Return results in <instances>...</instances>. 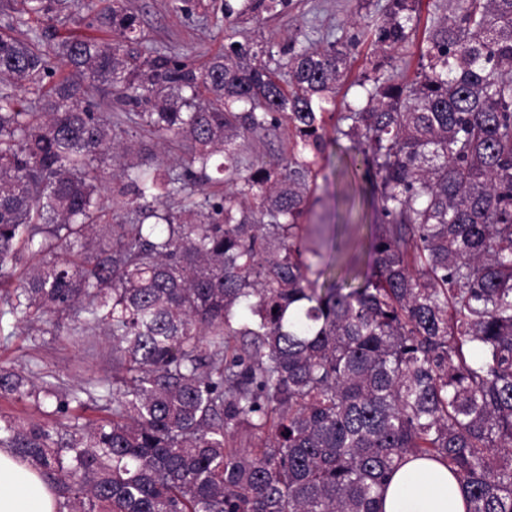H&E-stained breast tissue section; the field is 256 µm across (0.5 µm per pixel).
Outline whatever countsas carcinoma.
<instances>
[{"label": "carcinoma", "mask_w": 512, "mask_h": 512, "mask_svg": "<svg viewBox=\"0 0 512 512\" xmlns=\"http://www.w3.org/2000/svg\"><path fill=\"white\" fill-rule=\"evenodd\" d=\"M89 2L0 0V302L102 330L115 374L67 390L1 365L0 394L109 417L0 418V445L58 512H383L413 458L448 467L466 512H512V0H458L411 78L391 61L415 0H389L343 112L351 41L291 48L284 82L257 43L202 68L147 47L124 0L91 19L110 43L47 37ZM101 87L135 138L92 110ZM329 120L376 195L355 288L304 224ZM280 128L281 163L246 156ZM170 137L175 167L145 152Z\"/></svg>", "instance_id": "1"}]
</instances>
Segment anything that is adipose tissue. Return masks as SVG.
I'll return each instance as SVG.
<instances>
[{"instance_id":"obj_1","label":"adipose tissue","mask_w":512,"mask_h":512,"mask_svg":"<svg viewBox=\"0 0 512 512\" xmlns=\"http://www.w3.org/2000/svg\"><path fill=\"white\" fill-rule=\"evenodd\" d=\"M52 488L39 471L12 450L0 448V512H57ZM384 512H465L461 484L444 465L428 459L405 462L391 477Z\"/></svg>"}]
</instances>
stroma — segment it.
I'll return each instance as SVG.
<instances>
[{
  "mask_svg": "<svg viewBox=\"0 0 512 512\" xmlns=\"http://www.w3.org/2000/svg\"><path fill=\"white\" fill-rule=\"evenodd\" d=\"M232 2L237 16L232 25L224 23V4ZM389 0H285L273 12L248 11V0H193L191 12L178 8V0H126L128 9L139 15L150 46L179 53L195 66L207 64L223 53L232 41L267 42L275 60L285 61L293 41L320 46L341 39H357L353 51L351 78H359L371 68L375 51L371 34H359L353 22L383 17ZM350 142L340 139L321 160L315 186L309 196L307 224L319 229L321 236L331 235L343 223L346 206L342 200L343 183L338 176L341 157ZM71 317L62 316L39 330L16 326L11 316L0 317V365L26 373H44L61 385L76 388L113 374L112 343L108 337L91 334L71 336ZM102 418L95 405L86 409L69 407L67 413L55 410L54 402L37 404L34 399L0 396V417L45 423L65 421L66 417Z\"/></svg>",
  "mask_w": 512,
  "mask_h": 512,
  "instance_id": "obj_1",
  "label": "stroma"
}]
</instances>
